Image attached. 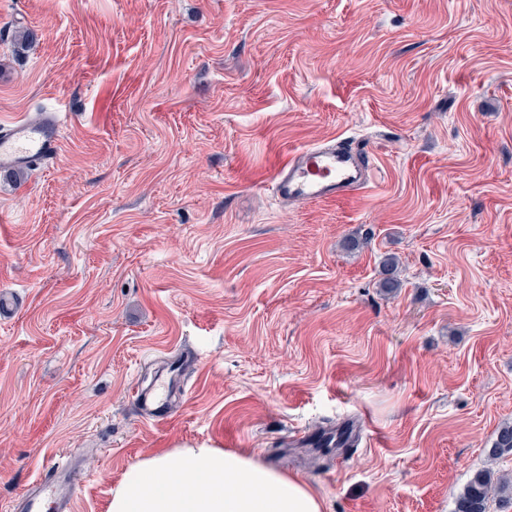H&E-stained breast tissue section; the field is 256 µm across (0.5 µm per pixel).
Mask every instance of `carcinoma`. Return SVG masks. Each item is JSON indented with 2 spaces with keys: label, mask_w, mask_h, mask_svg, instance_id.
Returning a JSON list of instances; mask_svg holds the SVG:
<instances>
[{
  "label": "carcinoma",
  "mask_w": 512,
  "mask_h": 512,
  "mask_svg": "<svg viewBox=\"0 0 512 512\" xmlns=\"http://www.w3.org/2000/svg\"><path fill=\"white\" fill-rule=\"evenodd\" d=\"M397 267L395 257L390 256L382 261L381 278L377 282L380 292L390 295L401 288ZM510 451L512 423H503L493 435L487 467L476 471L458 494L454 512H488V502L493 494L512 499V477L497 471L498 460Z\"/></svg>",
  "instance_id": "cac0c4a2"
}]
</instances>
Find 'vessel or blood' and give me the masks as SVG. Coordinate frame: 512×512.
<instances>
[{
  "label": "vessel or blood",
  "mask_w": 512,
  "mask_h": 512,
  "mask_svg": "<svg viewBox=\"0 0 512 512\" xmlns=\"http://www.w3.org/2000/svg\"><path fill=\"white\" fill-rule=\"evenodd\" d=\"M62 146L60 113L43 112L33 120L0 121V169L29 167L55 159ZM376 171L374 155L362 141L342 138L305 146L279 165L277 196L285 201L327 202L364 189ZM175 374L159 375L145 389H133L139 418L154 422L170 413ZM74 458L55 456L15 501V512H76Z\"/></svg>",
  "instance_id": "vessel-or-blood-1"
}]
</instances>
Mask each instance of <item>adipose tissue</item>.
I'll return each mask as SVG.
<instances>
[{
    "mask_svg": "<svg viewBox=\"0 0 512 512\" xmlns=\"http://www.w3.org/2000/svg\"><path fill=\"white\" fill-rule=\"evenodd\" d=\"M108 512H324V504L297 475L202 446L143 458L113 490Z\"/></svg>",
    "mask_w": 512,
    "mask_h": 512,
    "instance_id": "1",
    "label": "adipose tissue"
}]
</instances>
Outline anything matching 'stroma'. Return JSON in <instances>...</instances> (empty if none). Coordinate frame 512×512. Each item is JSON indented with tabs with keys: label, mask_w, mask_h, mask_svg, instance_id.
Wrapping results in <instances>:
<instances>
[{
	"label": "stroma",
	"mask_w": 512,
	"mask_h": 512,
	"mask_svg": "<svg viewBox=\"0 0 512 512\" xmlns=\"http://www.w3.org/2000/svg\"><path fill=\"white\" fill-rule=\"evenodd\" d=\"M47 110L57 159L0 172V512L52 454L107 512L200 444L325 512H454L512 423V0H0V119ZM337 137L373 183L279 201L275 166ZM179 356L186 396L142 422L134 383ZM398 260L396 257H387L382 261V277L377 282V288L380 292L390 295L399 288H401V282L397 276Z\"/></svg>",
	"instance_id": "obj_1"
}]
</instances>
